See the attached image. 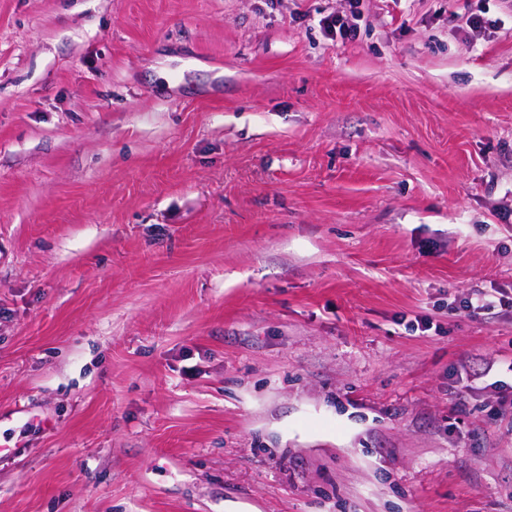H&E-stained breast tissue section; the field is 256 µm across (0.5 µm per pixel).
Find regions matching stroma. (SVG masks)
<instances>
[{
  "label": "stroma",
  "instance_id": "stroma-1",
  "mask_svg": "<svg viewBox=\"0 0 512 512\" xmlns=\"http://www.w3.org/2000/svg\"><path fill=\"white\" fill-rule=\"evenodd\" d=\"M474 288L512 0H0V512H512ZM322 27L330 34L339 36L342 40L353 39L357 29L354 25L338 15H327L320 20Z\"/></svg>",
  "mask_w": 512,
  "mask_h": 512
}]
</instances>
